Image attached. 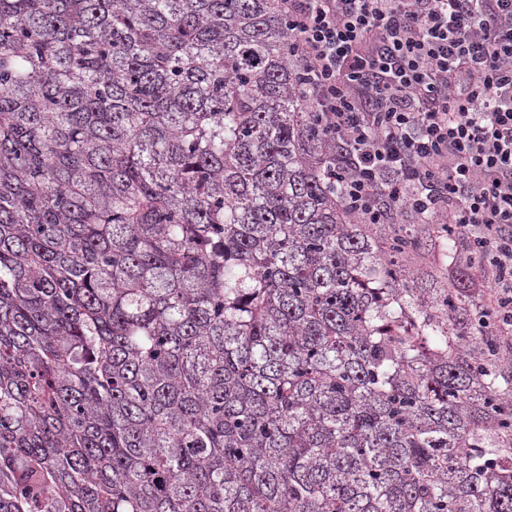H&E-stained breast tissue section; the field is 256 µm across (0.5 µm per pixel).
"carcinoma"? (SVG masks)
Returning a JSON list of instances; mask_svg holds the SVG:
<instances>
[{"label":"carcinoma","mask_w":512,"mask_h":512,"mask_svg":"<svg viewBox=\"0 0 512 512\" xmlns=\"http://www.w3.org/2000/svg\"><path fill=\"white\" fill-rule=\"evenodd\" d=\"M289 56L276 0H0V512H512V351Z\"/></svg>","instance_id":"obj_1"}]
</instances>
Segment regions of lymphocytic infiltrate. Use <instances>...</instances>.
I'll use <instances>...</instances> for the list:
<instances>
[{
    "label": "lymphocytic infiltrate",
    "instance_id": "1",
    "mask_svg": "<svg viewBox=\"0 0 512 512\" xmlns=\"http://www.w3.org/2000/svg\"><path fill=\"white\" fill-rule=\"evenodd\" d=\"M290 58L368 224L424 212L473 237L512 323V0H278Z\"/></svg>",
    "mask_w": 512,
    "mask_h": 512
}]
</instances>
